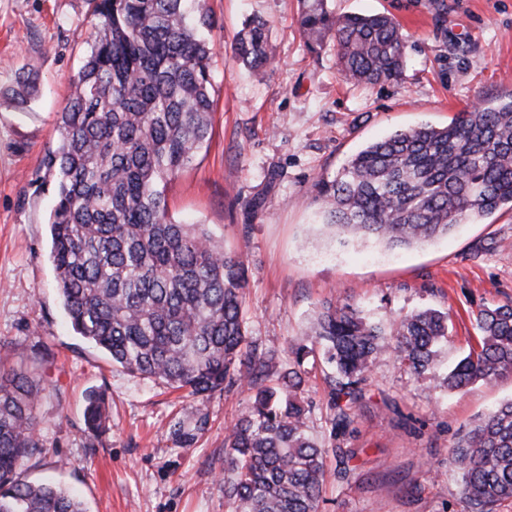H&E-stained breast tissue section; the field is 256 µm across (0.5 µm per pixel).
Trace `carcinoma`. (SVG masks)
<instances>
[{
	"mask_svg": "<svg viewBox=\"0 0 512 512\" xmlns=\"http://www.w3.org/2000/svg\"><path fill=\"white\" fill-rule=\"evenodd\" d=\"M90 50L59 113L58 142L43 159L56 197L51 259L76 334L131 374L154 378L192 398L170 425L190 442L207 423L216 393L245 387L247 411L227 428L224 499L230 512H320L328 453L349 479L356 408L377 359L397 353L416 375L435 369L448 342L449 314L422 308L374 321L350 303L326 300L280 369L276 350L248 336L246 270L204 224L169 214L168 180L209 139L211 28L205 0H94ZM298 26L314 49L336 42L340 69L365 84L404 70L398 22L387 13L338 15L327 0H302ZM242 64L268 66L267 24L245 23ZM32 71L11 98L27 102ZM324 223L336 233L390 250L414 247L512 209V91L460 112L442 128L397 131L349 161L342 178L322 180ZM476 344L436 385L450 391L512 377V305L474 313ZM319 345L334 384L328 441L311 433L314 404L300 394L305 361ZM277 383L267 385L271 375ZM34 373L0 370V512H86L71 491L20 477L43 448ZM106 394H88L85 429L98 435ZM467 512H497L512 501V400L458 433L450 452Z\"/></svg>",
	"mask_w": 512,
	"mask_h": 512,
	"instance_id": "carcinoma-1",
	"label": "carcinoma"
}]
</instances>
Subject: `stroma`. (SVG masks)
Wrapping results in <instances>:
<instances>
[{"mask_svg":"<svg viewBox=\"0 0 512 512\" xmlns=\"http://www.w3.org/2000/svg\"><path fill=\"white\" fill-rule=\"evenodd\" d=\"M336 13H388L400 25V79L346 81L334 41L309 48L299 0H206L214 112L210 138L167 186L169 213L204 224L241 253L248 271L249 336L290 346L327 298L374 319L430 306L450 315L443 364L467 351L480 306L512 304V209L399 253L344 244L323 226L318 181L340 177L363 147L422 124L447 126L481 100L512 90V0H329ZM267 23L273 62L250 70L236 40L247 19ZM91 0H0V354L5 368L35 371L44 390L35 415L45 452L26 479L62 485L87 512H227L224 439L248 408L242 390L215 394L204 432L181 445L170 424L190 399L132 375L78 336L64 311L47 224L55 202L42 158L58 138V114L89 51ZM36 98L6 99L21 69ZM304 386L316 404L313 430L332 415L330 371L309 355ZM105 391L106 431L90 439L85 396ZM512 398V379L450 393L380 357L357 411L349 481L328 461L321 512H466L448 466L457 434Z\"/></svg>","mask_w":512,"mask_h":512,"instance_id":"35a3bbf8","label":"stroma"}]
</instances>
